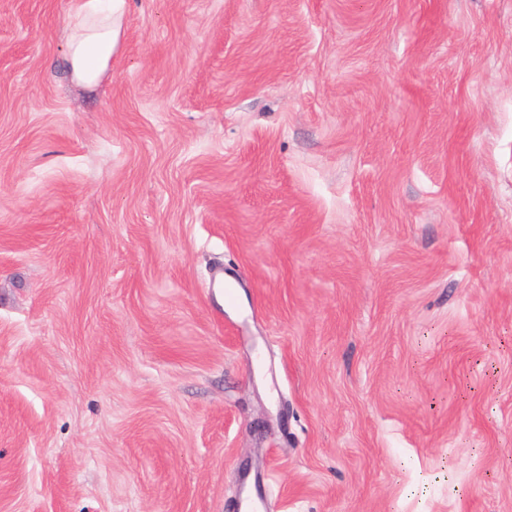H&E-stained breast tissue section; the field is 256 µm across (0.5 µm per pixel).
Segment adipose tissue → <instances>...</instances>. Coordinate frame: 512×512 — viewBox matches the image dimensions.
I'll use <instances>...</instances> for the list:
<instances>
[{"mask_svg":"<svg viewBox=\"0 0 512 512\" xmlns=\"http://www.w3.org/2000/svg\"><path fill=\"white\" fill-rule=\"evenodd\" d=\"M127 9L128 0H72L69 63L78 84L95 87L111 72Z\"/></svg>","mask_w":512,"mask_h":512,"instance_id":"1","label":"adipose tissue"}]
</instances>
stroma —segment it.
Listing matches in <instances>:
<instances>
[{
	"mask_svg": "<svg viewBox=\"0 0 512 512\" xmlns=\"http://www.w3.org/2000/svg\"><path fill=\"white\" fill-rule=\"evenodd\" d=\"M70 7L0 0V512H512V0H129L91 90Z\"/></svg>",
	"mask_w": 512,
	"mask_h": 512,
	"instance_id": "35a3bbf8",
	"label": "stroma"
}]
</instances>
